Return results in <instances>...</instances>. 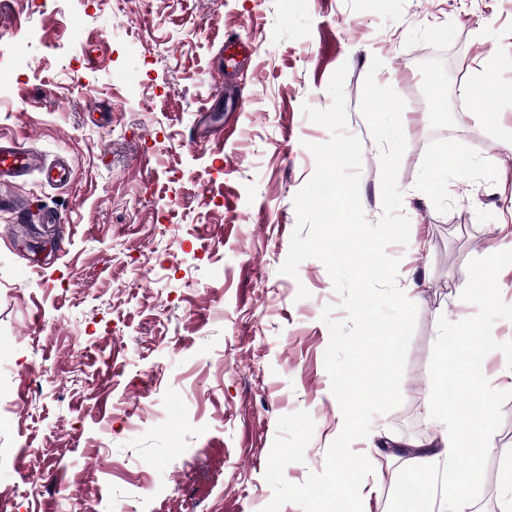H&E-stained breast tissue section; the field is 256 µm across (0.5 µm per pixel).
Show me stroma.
I'll return each instance as SVG.
<instances>
[{
  "mask_svg": "<svg viewBox=\"0 0 512 512\" xmlns=\"http://www.w3.org/2000/svg\"><path fill=\"white\" fill-rule=\"evenodd\" d=\"M382 66L371 71L372 59ZM347 66L345 132L363 145L360 202L382 215L380 149L360 110L367 73L406 106L390 244L417 306L402 404L374 416L364 512H407L456 475L498 512L512 473V0H0V134L68 183L17 192L57 224L0 212V512H262L281 417L314 431L289 483L325 468L342 430L324 357L342 298L318 259L281 274L330 138ZM228 103L211 108L213 83ZM453 154L456 168L431 156ZM499 288L479 294L484 266ZM484 352L449 411L490 400L495 451L413 477L395 439L436 427L434 368L460 321ZM495 336L487 349L484 335Z\"/></svg>",
  "mask_w": 512,
  "mask_h": 512,
  "instance_id": "obj_1",
  "label": "stroma"
}]
</instances>
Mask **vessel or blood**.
<instances>
[{"label":"vessel or blood","mask_w":512,"mask_h":512,"mask_svg":"<svg viewBox=\"0 0 512 512\" xmlns=\"http://www.w3.org/2000/svg\"><path fill=\"white\" fill-rule=\"evenodd\" d=\"M41 169L46 170L48 178L55 182L63 183L71 177L67 161L43 168L39 154L24 148L14 138H0V208L16 213L19 223H28L29 216L14 189L27 176Z\"/></svg>","instance_id":"obj_1"}]
</instances>
